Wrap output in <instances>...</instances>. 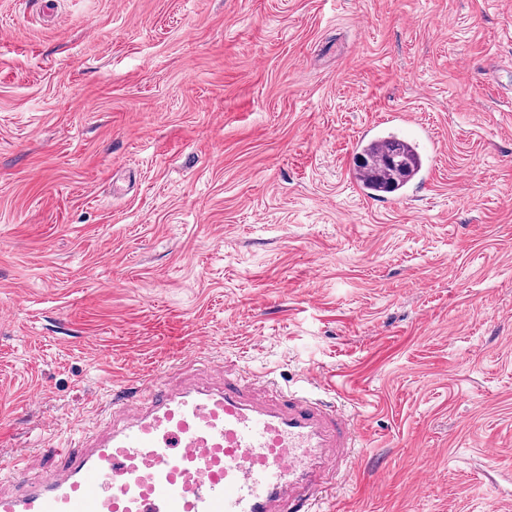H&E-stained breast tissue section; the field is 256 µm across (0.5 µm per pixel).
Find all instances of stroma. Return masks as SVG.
Wrapping results in <instances>:
<instances>
[{
  "mask_svg": "<svg viewBox=\"0 0 512 512\" xmlns=\"http://www.w3.org/2000/svg\"><path fill=\"white\" fill-rule=\"evenodd\" d=\"M199 348L357 416L338 512H512V0H0V456ZM398 143V146L402 150L401 159H402V167L400 169H390L384 166L381 163V158L384 155L385 151L389 149L393 142ZM411 146L414 147L412 150ZM367 152L368 164L365 169L361 171V174L357 177L358 181L364 186L366 190L373 193V188L385 186L389 189L397 187L401 184H404L413 173L414 168L418 164V155L421 156L418 149L413 145V143L402 141L399 139H392L389 141H384L383 144H370L366 145L365 149ZM418 154V155H417ZM410 166L409 175L405 180L399 182L395 186H390L388 184L387 179H390L391 176L398 175L404 173L406 169Z\"/></svg>",
  "mask_w": 512,
  "mask_h": 512,
  "instance_id": "obj_1",
  "label": "stroma"
}]
</instances>
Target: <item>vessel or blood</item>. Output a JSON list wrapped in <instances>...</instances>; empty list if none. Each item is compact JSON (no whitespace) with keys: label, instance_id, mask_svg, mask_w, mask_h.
I'll return each instance as SVG.
<instances>
[{"label":"vessel or blood","instance_id":"1","mask_svg":"<svg viewBox=\"0 0 512 512\" xmlns=\"http://www.w3.org/2000/svg\"><path fill=\"white\" fill-rule=\"evenodd\" d=\"M218 387L159 378L114 392L102 430L31 471L0 463V512H315L358 446L354 417L268 375L206 360ZM10 491H3L2 483Z\"/></svg>","mask_w":512,"mask_h":512}]
</instances>
